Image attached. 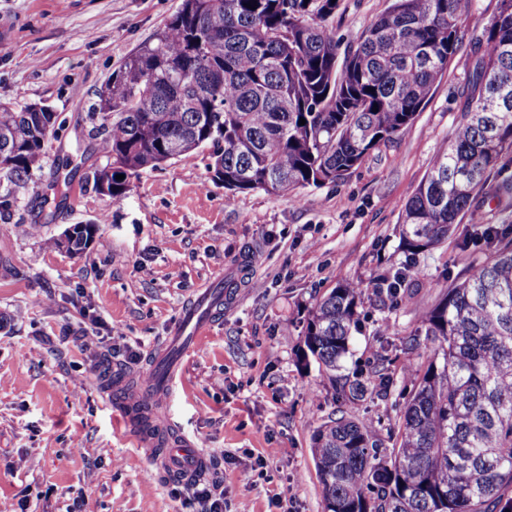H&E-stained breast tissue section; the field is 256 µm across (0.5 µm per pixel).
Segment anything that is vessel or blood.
<instances>
[{
    "instance_id": "obj_1",
    "label": "vessel or blood",
    "mask_w": 512,
    "mask_h": 512,
    "mask_svg": "<svg viewBox=\"0 0 512 512\" xmlns=\"http://www.w3.org/2000/svg\"><path fill=\"white\" fill-rule=\"evenodd\" d=\"M225 293L221 283L200 288L182 308L168 343L156 349L145 373L144 390L170 391L176 385L180 355L195 349L206 327L224 310ZM126 423L139 432V444L154 454L164 479L187 482L212 469L210 457L174 424L158 427L148 406L130 400L119 406Z\"/></svg>"
}]
</instances>
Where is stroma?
Returning <instances> with one entry per match:
<instances>
[{
  "mask_svg": "<svg viewBox=\"0 0 512 512\" xmlns=\"http://www.w3.org/2000/svg\"><path fill=\"white\" fill-rule=\"evenodd\" d=\"M181 2L0 0V19L13 23L0 42V103H41L57 115L28 180L0 179L11 199L0 210V512H192L188 492L157 476L153 456L105 402L97 373L142 371L186 297L232 274L250 251L255 265L237 283L236 305L183 357L176 391L155 406L214 456L205 479L223 487L224 512H323L314 431L346 415L387 437L414 381L405 348L420 314L492 251L481 228L497 210L488 193L447 242L418 255L411 298L377 294L379 277L406 259L405 204L462 120L466 46L407 132L342 181L290 199L232 195L209 180L202 151L141 170L121 204L97 192L93 173L106 163L91 137L102 123L97 93ZM389 5L341 0L342 48ZM88 221L100 230L83 253L49 247ZM342 283L362 286L346 367L372 383L383 348L395 368L390 390L354 402L300 354L311 308ZM85 331L98 336L99 355L82 351Z\"/></svg>",
  "mask_w": 512,
  "mask_h": 512,
  "instance_id": "35a3bbf8",
  "label": "stroma"
}]
</instances>
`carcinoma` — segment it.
<instances>
[{
    "label": "carcinoma",
    "mask_w": 512,
    "mask_h": 512,
    "mask_svg": "<svg viewBox=\"0 0 512 512\" xmlns=\"http://www.w3.org/2000/svg\"><path fill=\"white\" fill-rule=\"evenodd\" d=\"M340 2L182 0L99 93L107 163L94 172L95 189L120 203L142 169L212 144L214 183L283 197L343 179L398 139L457 57L472 0H392L343 54ZM458 99L453 140L403 212L405 265L380 278L390 296L416 276L417 254L448 240L491 173L512 163V0H498L474 42ZM54 126L46 105L0 104V173L9 182L39 164ZM75 228L69 252L81 253L99 225ZM483 235L491 256L445 289L411 332L408 350L424 352L410 363L415 381L390 446L346 416L314 432L324 512H512V240L498 224ZM360 295L340 284L318 299L303 340L350 401L393 383L385 354H376L370 388L344 366Z\"/></svg>",
    "instance_id": "obj_1"
}]
</instances>
